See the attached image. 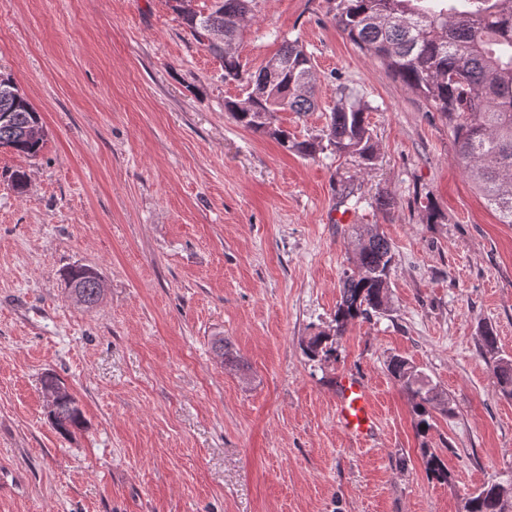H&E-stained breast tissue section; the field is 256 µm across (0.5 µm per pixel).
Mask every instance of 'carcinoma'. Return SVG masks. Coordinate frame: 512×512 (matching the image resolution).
I'll use <instances>...</instances> for the list:
<instances>
[{"label": "carcinoma", "mask_w": 512, "mask_h": 512, "mask_svg": "<svg viewBox=\"0 0 512 512\" xmlns=\"http://www.w3.org/2000/svg\"><path fill=\"white\" fill-rule=\"evenodd\" d=\"M256 0H215L207 13L183 18L190 31L208 39L209 50L224 61V79L245 83L243 96L224 103L243 127L275 139L285 150L312 156L331 150L354 156L364 168L376 158L367 106L348 88L339 87L340 99L328 115L322 135L296 141L273 124L276 112H311L317 106V75L298 41L283 40L279 51L257 71L245 74L233 44ZM336 28L361 51L378 58L405 86L435 112L448 119L457 156L487 205L503 224H512V0H327ZM0 147L36 157L45 137L30 138L26 131L42 126L41 118L14 81L0 76ZM393 249L378 230L359 233L355 269L344 273L340 300L328 329L304 342L306 356L329 358L337 338L348 324L389 310ZM66 274L81 285L86 308L102 296L85 266ZM481 347L494 356V374L503 394L512 396V359L498 355L493 329L481 333ZM387 369L410 395L420 433L431 427V410L453 415L445 393L431 384L410 360L394 356ZM61 389L53 428L63 436L85 428L76 399L57 376L46 374L42 387ZM426 470L448 481V468L434 451L423 449ZM464 512H512V474L487 483L465 498Z\"/></svg>", "instance_id": "carcinoma-1"}]
</instances>
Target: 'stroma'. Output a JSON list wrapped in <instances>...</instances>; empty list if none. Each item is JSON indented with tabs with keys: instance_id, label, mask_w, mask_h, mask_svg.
Returning a JSON list of instances; mask_svg holds the SVG:
<instances>
[{
	"instance_id": "obj_1",
	"label": "stroma",
	"mask_w": 512,
	"mask_h": 512,
	"mask_svg": "<svg viewBox=\"0 0 512 512\" xmlns=\"http://www.w3.org/2000/svg\"><path fill=\"white\" fill-rule=\"evenodd\" d=\"M327 10L256 0L237 52L253 71L282 40L303 44L317 107L273 117L300 141L353 89L378 149L367 171L237 123L224 103L241 84L169 0H0V73L46 129L37 157L0 147V512H462L512 472V398L479 348L488 325L512 358V224L459 164L447 119ZM362 224L394 246L391 306L309 360ZM73 265L100 273L95 308L67 297ZM397 355L454 409L426 433L387 370ZM351 370L372 391L368 440L336 418ZM49 372L87 421L73 436L48 422ZM427 448L447 483L428 478Z\"/></svg>"
}]
</instances>
